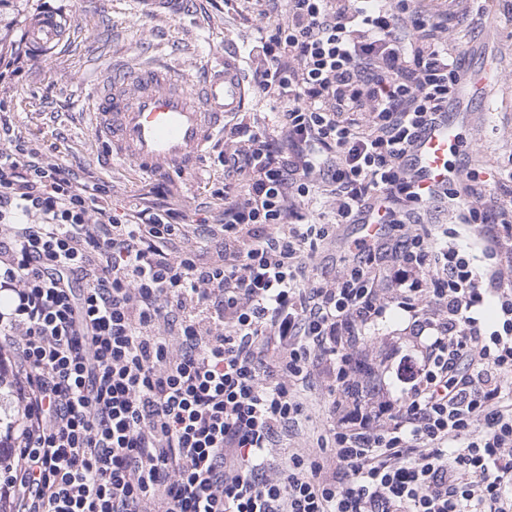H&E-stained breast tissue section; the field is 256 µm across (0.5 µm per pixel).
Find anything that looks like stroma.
I'll return each mask as SVG.
<instances>
[{"mask_svg": "<svg viewBox=\"0 0 512 512\" xmlns=\"http://www.w3.org/2000/svg\"><path fill=\"white\" fill-rule=\"evenodd\" d=\"M49 6L70 17L68 31L52 54L30 51L21 75L0 83V110L10 117L13 138L52 148L55 160L108 182L113 212H126L153 179L129 162L104 166L103 146L82 113L96 74L115 63L164 59L192 80L210 54L244 51L262 22L255 0H49ZM467 8L450 24L463 67H491L497 76L471 104L473 117L460 133L472 150L456 162L494 188L512 172V0H487L481 8L469 0ZM166 183L186 213L212 218L224 206L215 196L224 185L217 150ZM409 324L408 314L390 305L374 335L378 355L394 348L411 353Z\"/></svg>", "mask_w": 512, "mask_h": 512, "instance_id": "35a3bbf8", "label": "stroma"}]
</instances>
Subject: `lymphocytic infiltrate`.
Segmentation results:
<instances>
[{"instance_id": "lymphocytic-infiltrate-1", "label": "lymphocytic infiltrate", "mask_w": 512, "mask_h": 512, "mask_svg": "<svg viewBox=\"0 0 512 512\" xmlns=\"http://www.w3.org/2000/svg\"><path fill=\"white\" fill-rule=\"evenodd\" d=\"M265 3L249 58L275 132L225 125L218 223L161 184L114 214L103 181L0 150L9 512H512V205L469 172L433 199L454 227L422 232L407 172L461 83L448 21L422 0ZM368 218L353 262L309 279L306 251ZM393 301L417 352L395 404L363 360ZM315 389L327 428L285 448Z\"/></svg>"}]
</instances>
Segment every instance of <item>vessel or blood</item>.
Instances as JSON below:
<instances>
[{
	"label": "vessel or blood",
	"mask_w": 512,
	"mask_h": 512,
	"mask_svg": "<svg viewBox=\"0 0 512 512\" xmlns=\"http://www.w3.org/2000/svg\"><path fill=\"white\" fill-rule=\"evenodd\" d=\"M487 80L468 74L454 112L427 125L408 153V166L423 194L446 188L448 157L460 143L459 129L471 119L470 102L484 97ZM251 92L236 55L221 62L204 61L192 84L172 65L150 61L120 64L103 71L83 110L108 161H128L145 175L187 172L213 142L223 138L226 119L245 111Z\"/></svg>",
	"instance_id": "b4317fda"
}]
</instances>
